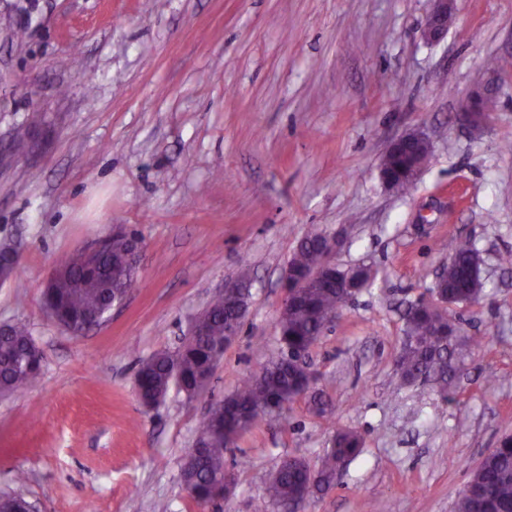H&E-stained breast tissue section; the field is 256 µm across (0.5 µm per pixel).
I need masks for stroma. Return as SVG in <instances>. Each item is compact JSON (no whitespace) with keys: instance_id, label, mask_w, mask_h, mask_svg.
<instances>
[{"instance_id":"35a3bbf8","label":"stroma","mask_w":512,"mask_h":512,"mask_svg":"<svg viewBox=\"0 0 512 512\" xmlns=\"http://www.w3.org/2000/svg\"><path fill=\"white\" fill-rule=\"evenodd\" d=\"M432 0H0V242L23 259L0 286V324L42 354L28 391L0 395V492L39 512H278L263 503L283 458L318 464L337 430L362 454L305 512H454L512 430V0H456L441 41ZM490 99L478 129L469 95ZM432 157L409 192L380 161L404 133ZM121 224L141 280L75 337L42 307L66 253ZM337 236L340 268L371 267L309 354L307 400L224 452L236 485L196 504L179 480L211 405L278 352L280 277L298 240ZM487 295L449 306L459 327L448 394L402 386L408 304L432 297L459 239ZM251 303L210 383L149 410L142 360L175 350L226 282ZM24 481H17V474Z\"/></svg>"}]
</instances>
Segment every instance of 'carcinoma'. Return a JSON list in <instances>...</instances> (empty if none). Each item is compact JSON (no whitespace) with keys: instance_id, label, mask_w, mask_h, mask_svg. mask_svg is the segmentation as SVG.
Returning <instances> with one entry per match:
<instances>
[{"instance_id":"cac0c4a2","label":"carcinoma","mask_w":512,"mask_h":512,"mask_svg":"<svg viewBox=\"0 0 512 512\" xmlns=\"http://www.w3.org/2000/svg\"><path fill=\"white\" fill-rule=\"evenodd\" d=\"M430 150L424 146L391 152L385 166L394 181V189L405 193L413 184L401 169L415 163L425 164ZM321 234L310 231L297 243L288 265L305 277L322 267L319 249ZM131 244L125 234L103 242L95 262L85 259L79 250L59 261L65 273L42 295L43 308L58 325L72 336L84 333L89 320L107 314L112 303L129 294L139 284L137 263L129 260ZM482 260L469 240L460 241L448 261L447 278L436 284L434 292L448 297L453 304L480 300L486 295L481 272ZM356 269L325 270L319 288H299L298 300L281 311L276 324V340L281 354L247 379L233 393L214 406L199 424L196 444L198 456L182 464L180 482L193 487L192 499L200 504L224 497V443H233L261 419L275 421L280 413L272 410L283 393L300 384L303 375L288 361L287 352L301 351L313 345L327 328V316L346 303L342 282ZM249 295L236 302L224 294L215 295L196 316L200 334L191 335L173 353H158L143 361L137 371V396L145 405L162 404L171 388L187 398L197 395L196 384L213 359L224 355L225 332L242 325L241 308L248 306ZM457 323H442L438 308L426 301L411 305L405 313V342L396 359L401 380L413 383L432 379L439 384L440 396L448 393V360L452 354L451 333ZM34 339L26 325L14 323L0 333V394L28 389L41 371L42 357L32 346ZM362 452L361 436L339 430L320 464L312 468L303 460L283 461L270 475L265 487L269 504H293L292 512H303L311 498L331 488L341 464ZM456 512H512V434H504L496 448L486 453L461 491Z\"/></svg>"}]
</instances>
